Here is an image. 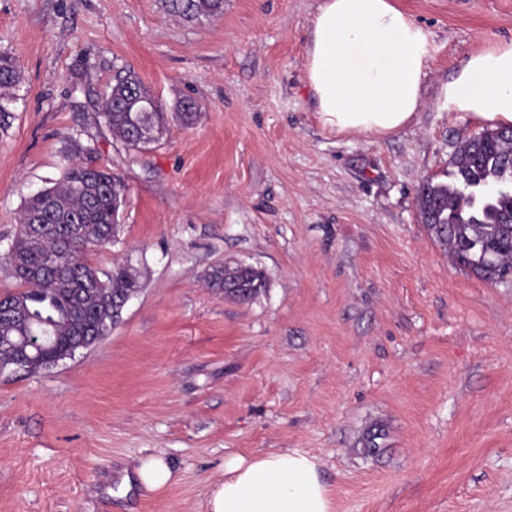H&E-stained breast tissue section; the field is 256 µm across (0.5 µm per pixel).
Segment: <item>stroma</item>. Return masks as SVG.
<instances>
[{"mask_svg": "<svg viewBox=\"0 0 512 512\" xmlns=\"http://www.w3.org/2000/svg\"><path fill=\"white\" fill-rule=\"evenodd\" d=\"M321 0H224L186 22L165 0H0L21 80L0 128V296L24 201L74 139L126 186L119 241L83 258L138 282L111 333L46 370L0 374V512H206L233 454L316 455L333 512H512V285L456 264L417 194L484 129L444 89L512 42V0H396L430 34L414 120L324 129L305 70ZM168 121L134 149L99 116L121 69ZM248 265L241 301L212 269ZM163 457L172 485L123 489ZM225 272V283H228L229 285L236 284L237 287L239 284L247 285V289L241 288V285H239V288L236 289L225 288V291L231 293L233 296L237 297L240 300L246 301L253 298L257 294H259L261 290L266 286L265 276L251 269L241 270L240 267H237L232 271Z\"/></svg>", "mask_w": 512, "mask_h": 512, "instance_id": "stroma-1", "label": "stroma"}]
</instances>
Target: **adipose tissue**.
<instances>
[{"label":"adipose tissue","instance_id":"obj_1","mask_svg":"<svg viewBox=\"0 0 512 512\" xmlns=\"http://www.w3.org/2000/svg\"><path fill=\"white\" fill-rule=\"evenodd\" d=\"M429 35L394 0H323L305 69L320 124L386 137L413 120L429 68ZM449 110L512 125V42L469 56L446 88ZM206 512H332L317 456L299 449L224 462Z\"/></svg>","mask_w":512,"mask_h":512}]
</instances>
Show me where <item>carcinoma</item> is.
I'll list each match as a JSON object with an SVG mask.
<instances>
[{"label":"carcinoma","instance_id":"cac0c4a2","mask_svg":"<svg viewBox=\"0 0 512 512\" xmlns=\"http://www.w3.org/2000/svg\"><path fill=\"white\" fill-rule=\"evenodd\" d=\"M168 10L185 20L216 16L224 0H166ZM21 79L17 60L0 56V120L7 110L1 100ZM132 71H119L101 105V117L112 133L132 148H140L163 133L167 113ZM185 124L197 117V105L187 100L175 106ZM451 180L422 183L418 192L421 222L460 265L492 282L512 274V126L485 130L459 145L451 161ZM125 186L96 164L93 149L77 142L69 162L52 186L25 201L20 228L10 257L21 289L3 296L12 318L0 321V339L16 340L26 332L49 337L35 354V370L73 356L78 338L91 346L112 331V306L138 283L126 267L114 275L100 273L84 262L89 246L113 242ZM41 224L33 234L29 225ZM213 288L229 290L246 301L266 286L265 276L239 267L214 269ZM246 285L247 289L240 288Z\"/></svg>","mask_w":512,"mask_h":512}]
</instances>
